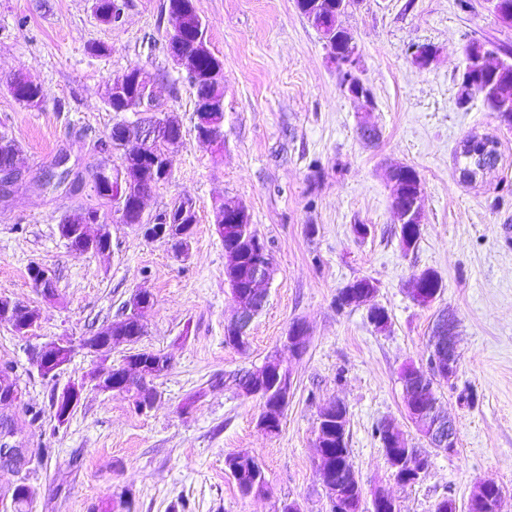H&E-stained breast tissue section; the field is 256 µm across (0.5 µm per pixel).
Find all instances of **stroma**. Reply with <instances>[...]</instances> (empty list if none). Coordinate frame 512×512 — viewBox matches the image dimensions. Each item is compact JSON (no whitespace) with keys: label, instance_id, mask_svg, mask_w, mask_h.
Instances as JSON below:
<instances>
[{"label":"stroma","instance_id":"35a3bbf8","mask_svg":"<svg viewBox=\"0 0 512 512\" xmlns=\"http://www.w3.org/2000/svg\"><path fill=\"white\" fill-rule=\"evenodd\" d=\"M121 23L102 21L95 0H0V133L21 146V179L0 190V296L38 306L33 335L0 324V364L13 368L20 401L0 405V420L30 451L22 472L0 467V512H16L13 490L26 483V512H99L123 500L128 512H329L314 440L320 408L342 401L347 446L364 493L383 486L399 512H432L443 497L464 503L478 481L496 482L512 512V128L482 97L459 106L465 48L481 41L496 55L512 52V23L487 0H361L342 24L359 49L369 96L356 100L317 31L295 0H195L210 48L224 62V147L198 140L194 92L170 57L163 0H124ZM437 51L427 68L412 64V46ZM139 66L155 78L156 106L175 112L183 138L170 177L145 199L152 214L191 196L198 222L188 258L162 240L113 224L112 246L77 255L58 233L60 215L78 213L85 190L57 183L62 170L91 175L116 165L101 153L119 114L107 104L112 81ZM40 84V108L15 101V76ZM374 125L375 140L361 135ZM495 141L494 167L463 177V140ZM62 167H55L56 158ZM413 166L425 189L420 240L403 250L391 213L387 170ZM243 205L273 258L250 349L224 342L235 303L224 277V245L213 205ZM370 227L357 237L354 225ZM55 273L56 298L43 301L28 269ZM431 269L445 284L430 306L408 293L415 273ZM368 276L375 304L390 325L379 331L366 307L337 309L340 288ZM155 304L139 348L171 358L154 380L153 409L136 413L129 395L95 389L101 363L76 350L58 380L29 362L35 347L58 337L80 342L120 319L134 291ZM460 322V368L436 388L439 408L455 418L454 452L429 448L407 419L400 372L425 364L441 309ZM309 330L306 351L286 355L292 395L278 434L257 426L258 402L221 385L222 377L261 365L281 349L290 324ZM85 381L65 425L50 410L53 390ZM394 421L410 448L428 449L420 481L389 478L374 434ZM246 450L262 464L268 491L244 496L225 466Z\"/></svg>","mask_w":512,"mask_h":512}]
</instances>
